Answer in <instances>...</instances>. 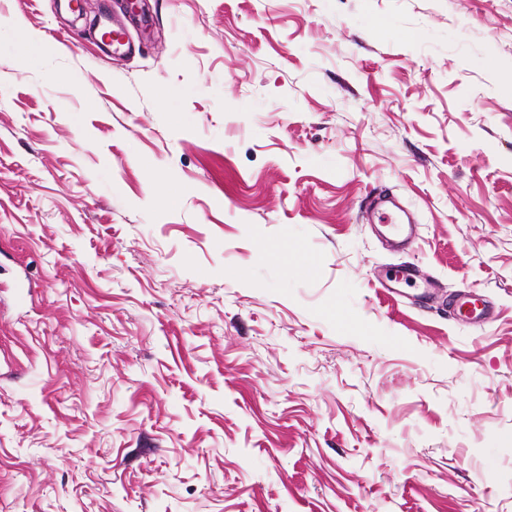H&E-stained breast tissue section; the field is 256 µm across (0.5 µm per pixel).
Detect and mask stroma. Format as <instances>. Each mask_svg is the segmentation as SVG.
<instances>
[{"instance_id": "stroma-1", "label": "stroma", "mask_w": 512, "mask_h": 512, "mask_svg": "<svg viewBox=\"0 0 512 512\" xmlns=\"http://www.w3.org/2000/svg\"><path fill=\"white\" fill-rule=\"evenodd\" d=\"M96 5L0 0V512H512V0ZM384 203L386 201L376 202L373 205V212L376 210L379 213L381 210L380 219L378 220L379 224H386L385 226L389 229L390 235L393 237V241L398 243H409L414 238L413 227L410 221L408 223H403L402 221H398V218L389 212H386L383 208ZM451 307L454 317L463 322L479 323L489 314L483 298L471 290L461 291Z\"/></svg>"}]
</instances>
